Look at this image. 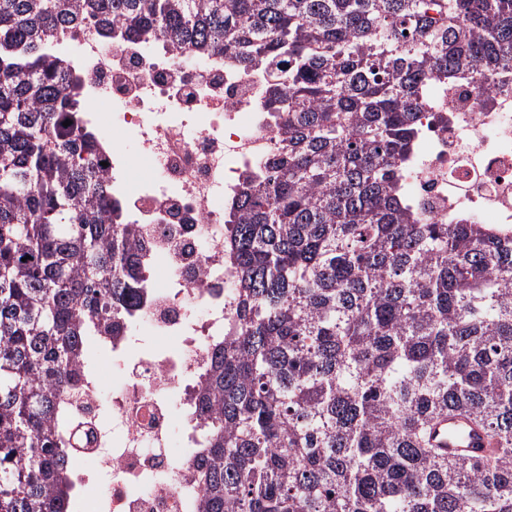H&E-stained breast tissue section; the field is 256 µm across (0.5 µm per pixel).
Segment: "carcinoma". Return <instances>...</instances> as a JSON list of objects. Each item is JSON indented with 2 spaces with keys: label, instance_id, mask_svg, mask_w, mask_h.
I'll return each instance as SVG.
<instances>
[{
  "label": "carcinoma",
  "instance_id": "1",
  "mask_svg": "<svg viewBox=\"0 0 512 512\" xmlns=\"http://www.w3.org/2000/svg\"><path fill=\"white\" fill-rule=\"evenodd\" d=\"M86 20L260 71L279 120L227 207L198 512H512V236L418 223L402 178L423 85L512 70V0H0V512H71L60 403L138 299V225L45 48ZM451 412L493 458L428 447Z\"/></svg>",
  "mask_w": 512,
  "mask_h": 512
}]
</instances>
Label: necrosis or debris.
Wrapping results in <instances>:
<instances>
[{"instance_id":"necrosis-or-debris-1","label":"necrosis or debris","mask_w":512,"mask_h":512,"mask_svg":"<svg viewBox=\"0 0 512 512\" xmlns=\"http://www.w3.org/2000/svg\"><path fill=\"white\" fill-rule=\"evenodd\" d=\"M51 46L76 56L92 120L107 106L112 129L131 140L120 146L100 132L97 158L142 237L139 299L106 347L118 377L84 373L78 396L62 402L68 425L91 433L71 457L76 509L198 512L205 424L188 414L232 317L224 208L276 142L277 128L260 110L261 76L91 20L60 29ZM428 98L405 166L421 222L512 235V74L494 77L480 98L468 81H434ZM144 333L153 338L146 347Z\"/></svg>"}]
</instances>
